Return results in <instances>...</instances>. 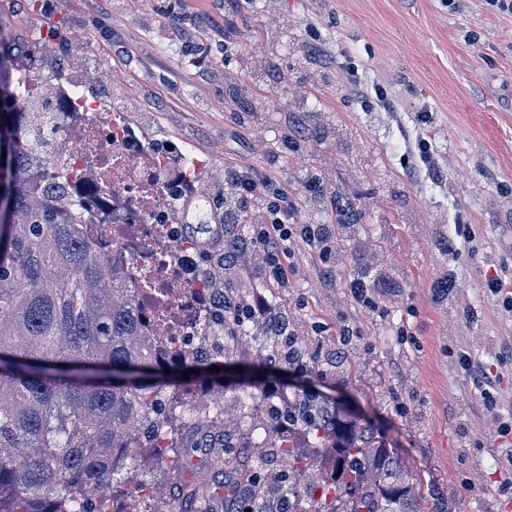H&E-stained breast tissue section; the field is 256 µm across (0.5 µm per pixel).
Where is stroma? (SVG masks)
Returning a JSON list of instances; mask_svg holds the SVG:
<instances>
[{"mask_svg": "<svg viewBox=\"0 0 512 512\" xmlns=\"http://www.w3.org/2000/svg\"><path fill=\"white\" fill-rule=\"evenodd\" d=\"M10 2L0 31L23 49L54 32L47 60L76 54L114 72L100 89L113 112L148 147L198 157L196 188L242 165L286 188L304 222L356 208L336 263L295 243L287 287H268L255 261L239 273L314 361L312 375L278 376L352 407L455 512H512V438L499 433L512 421V312L485 286L496 275L512 292V13L488 0H240L228 34L225 0H179L189 49L153 9L168 0ZM350 67L380 96L356 94ZM297 132L299 152L278 150ZM423 142L437 174L412 170ZM314 178L335 200L310 201ZM357 278L378 311L352 298ZM446 278L456 287L442 295ZM461 351L496 375L495 414Z\"/></svg>", "mask_w": 512, "mask_h": 512, "instance_id": "35a3bbf8", "label": "stroma"}]
</instances>
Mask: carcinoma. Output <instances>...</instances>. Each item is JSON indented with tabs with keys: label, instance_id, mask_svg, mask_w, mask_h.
Instances as JSON below:
<instances>
[{
	"label": "carcinoma",
	"instance_id": "cac0c4a2",
	"mask_svg": "<svg viewBox=\"0 0 512 512\" xmlns=\"http://www.w3.org/2000/svg\"><path fill=\"white\" fill-rule=\"evenodd\" d=\"M47 40L20 62L12 36L0 40V141L9 145L7 223H0V512H112L107 490L137 480L141 451L170 463L183 496L193 499L206 472L189 469L191 446L176 431L185 421L224 426V512H448V499L422 489L387 438L342 402L304 390L288 395L275 376L262 384L214 383L230 391L242 413L224 424V408L185 400L198 373L248 362H300L291 337L264 332L252 340L248 294L235 287L232 250L241 224L224 225V290L210 296L208 322L223 341L205 356L171 364L188 379L159 376L170 363L141 322L123 265L86 241L83 202L71 196L72 169L51 165L47 109L34 101L20 112L21 78L38 82L36 61ZM33 127L27 151L19 129Z\"/></svg>",
	"mask_w": 512,
	"mask_h": 512
}]
</instances>
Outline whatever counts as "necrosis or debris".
I'll return each mask as SVG.
<instances>
[{
    "mask_svg": "<svg viewBox=\"0 0 512 512\" xmlns=\"http://www.w3.org/2000/svg\"><path fill=\"white\" fill-rule=\"evenodd\" d=\"M64 64L66 76L45 79L36 90L64 124L47 150L77 169L69 190L95 217L86 238L101 253L123 257L148 333L166 359H177L190 349L195 323L208 310L207 280L178 272L193 247L178 225L195 222L207 197L184 209L169 192L197 159L148 148L133 128L104 111L90 70L70 58Z\"/></svg>",
    "mask_w": 512,
    "mask_h": 512,
    "instance_id": "obj_1",
    "label": "necrosis or debris"
}]
</instances>
